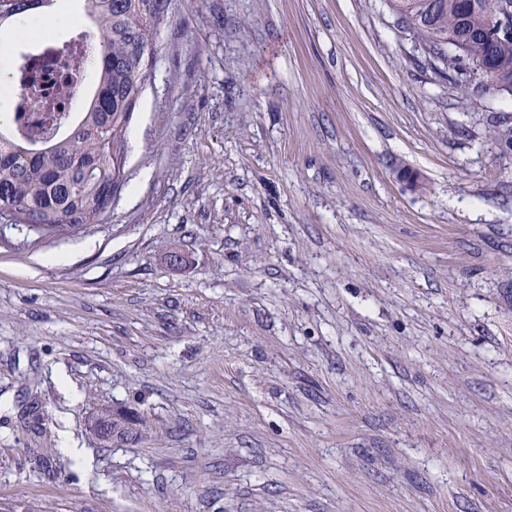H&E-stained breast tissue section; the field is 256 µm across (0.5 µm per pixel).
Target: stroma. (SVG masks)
Instances as JSON below:
<instances>
[{
    "label": "stroma",
    "instance_id": "stroma-1",
    "mask_svg": "<svg viewBox=\"0 0 512 512\" xmlns=\"http://www.w3.org/2000/svg\"><path fill=\"white\" fill-rule=\"evenodd\" d=\"M156 49L103 223L0 226V512H512V97L386 0H170ZM88 428L100 442L109 444L115 440L138 441L146 425L137 412L100 408L88 422Z\"/></svg>",
    "mask_w": 512,
    "mask_h": 512
}]
</instances>
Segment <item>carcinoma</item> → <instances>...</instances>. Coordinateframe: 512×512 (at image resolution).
I'll list each match as a JSON object with an SVG mask.
<instances>
[{"instance_id":"obj_1","label":"carcinoma","mask_w":512,"mask_h":512,"mask_svg":"<svg viewBox=\"0 0 512 512\" xmlns=\"http://www.w3.org/2000/svg\"><path fill=\"white\" fill-rule=\"evenodd\" d=\"M494 0H388L398 26L418 50L444 67L469 105L465 78L484 69L487 90L512 78V36L495 37ZM169 0H85L99 40L95 90L59 139L41 133L57 121L43 112L37 132L13 141L0 130V209L11 208L24 224H36L38 238L76 234L102 222L107 211L103 189L119 196L125 186L122 146L155 60L154 33L167 16ZM102 443L134 442L146 425L131 410L101 408L88 422Z\"/></svg>"}]
</instances>
